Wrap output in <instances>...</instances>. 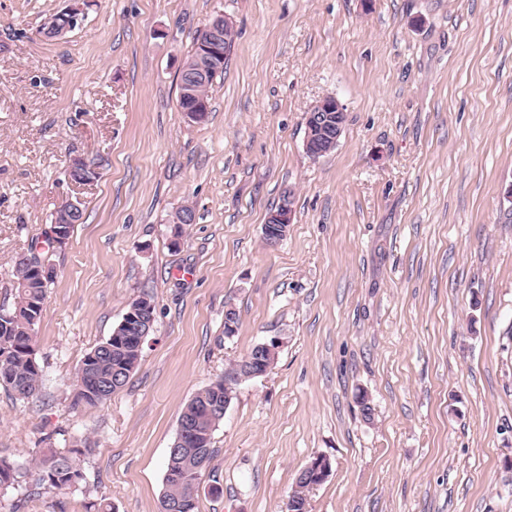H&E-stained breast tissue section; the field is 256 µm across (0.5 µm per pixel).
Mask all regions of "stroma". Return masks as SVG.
Instances as JSON below:
<instances>
[{"mask_svg":"<svg viewBox=\"0 0 512 512\" xmlns=\"http://www.w3.org/2000/svg\"><path fill=\"white\" fill-rule=\"evenodd\" d=\"M73 5L81 24L44 37ZM219 15L234 38L197 123L181 68ZM326 96L346 121L314 160L305 116ZM74 156L97 180H68ZM76 198L83 223L48 251ZM32 250L56 274L43 389L0 387V452L22 470L0 512H159L183 407L273 339L214 432L198 512H286L318 456L309 512H512V0H0V307ZM145 293L138 368L75 405L83 357ZM45 448L83 481L36 486ZM286 196L278 206L270 212L266 224H263V235L269 247H276L286 236L289 224L293 221V208ZM278 209V210H277ZM279 342L275 339L270 342H264L256 346V351L252 357L247 360V370L251 372L252 378L263 376L267 373L270 365L267 359L271 356H276V350Z\"/></svg>","mask_w":512,"mask_h":512,"instance_id":"obj_1","label":"stroma"}]
</instances>
